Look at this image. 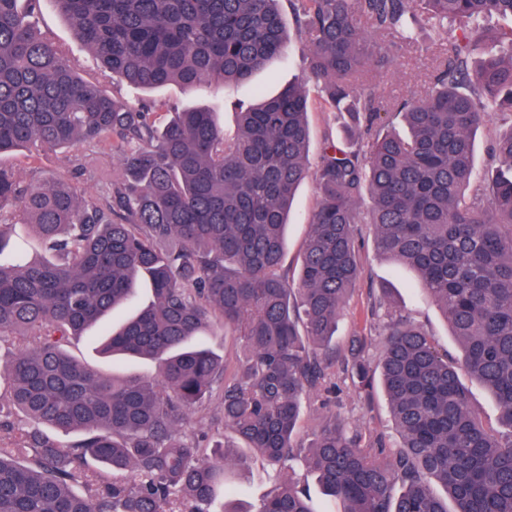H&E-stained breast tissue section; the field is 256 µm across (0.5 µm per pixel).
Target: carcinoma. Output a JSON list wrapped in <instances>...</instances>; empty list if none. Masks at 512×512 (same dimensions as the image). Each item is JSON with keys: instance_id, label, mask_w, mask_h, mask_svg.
Instances as JSON below:
<instances>
[{"instance_id": "obj_1", "label": "carcinoma", "mask_w": 512, "mask_h": 512, "mask_svg": "<svg viewBox=\"0 0 512 512\" xmlns=\"http://www.w3.org/2000/svg\"><path fill=\"white\" fill-rule=\"evenodd\" d=\"M41 2L0 0V157L110 136L123 176L101 199L65 180L26 184L0 163V340L20 346L0 360V381L32 423L0 448V512H229L214 509L229 447L182 433L216 391V421L280 479L255 512H316L296 479L281 480L294 461L344 512H512V128L473 185L485 115L512 112V27L481 22L512 19V0H288L325 108L348 117L345 140L325 141L313 169L303 87L239 112L232 138L205 109L157 127L36 35ZM281 2L50 0L113 76L146 90L249 80L286 49ZM450 24L458 34L431 90L396 108L405 133L380 123L366 86L389 57L366 30L411 44L415 29L440 38ZM309 177L319 199L292 282L284 230ZM18 201L41 258H3ZM358 224L372 226L379 254L417 273L461 364L402 314L390 315L377 364L361 336L336 357L360 275ZM141 279L152 304L104 351L151 359L157 376L107 377L69 356V338L129 303ZM217 319L244 343L231 369L199 341ZM461 368L490 390L503 431L483 426ZM338 370L365 395L380 378L397 448L334 418L308 445L296 441L303 399L332 392ZM42 425L82 437L63 446ZM92 462L112 478L89 474Z\"/></svg>"}]
</instances>
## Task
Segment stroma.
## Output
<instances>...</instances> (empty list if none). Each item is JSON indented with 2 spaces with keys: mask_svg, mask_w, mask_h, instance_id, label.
Segmentation results:
<instances>
[{
  "mask_svg": "<svg viewBox=\"0 0 512 512\" xmlns=\"http://www.w3.org/2000/svg\"><path fill=\"white\" fill-rule=\"evenodd\" d=\"M38 31L49 41L62 46L74 70L86 81L97 85L106 94L126 106H151L157 121H164L169 113L204 106L215 114L225 136H233L238 125L239 104H256L260 97L273 96L288 85H303L309 93L310 112V161H317L325 139L344 133V118L324 110L316 94V82L302 63L303 44L293 39L284 54L274 58L246 83L216 84L199 91H187L177 85L145 92L113 78L102 68L89 49L78 41L66 18L53 7L45 5L36 16ZM450 42L437 39L427 32H420L417 44L402 45L392 50L393 62L376 70L371 82L380 96L382 112H389L392 105L404 100L424 97L432 86L440 61L447 56ZM82 152L97 156L110 178L121 175L120 157L111 138L84 146ZM79 152V153H82ZM79 153L62 148L46 152L25 149L0 158V163L16 171L23 181L76 178L82 187L98 190L102 183L92 173L77 175ZM318 201V190L313 179H306L299 187L286 228L283 266L290 274H297L300 257L309 231V221ZM358 244L363 258V273L354 292L344 307L338 322L336 349L344 351L351 336L367 339L371 358H378L383 336L384 317L374 316L372 309L382 289L391 291L393 310L409 315L426 330L439 349L447 351L449 358L459 356L451 330L438 309L425 293L412 272L378 256L372 244V229L360 227ZM104 327H96L77 337L69 346L71 356L104 374L125 376H152L157 365L151 360H124L112 362L100 353ZM336 391L323 405L305 407L296 438L306 443L319 431L324 417L333 416L348 427L366 433L381 434L387 447H397L400 438L391 420L388 402L381 387H374L371 398L361 397L344 375L335 378ZM234 453L236 464L230 465L225 476L227 499L247 512H256L261 501L271 493L275 482L267 475L268 465L255 450L237 442Z\"/></svg>",
  "mask_w": 512,
  "mask_h": 512,
  "instance_id": "35a3bbf8",
  "label": "stroma"
}]
</instances>
